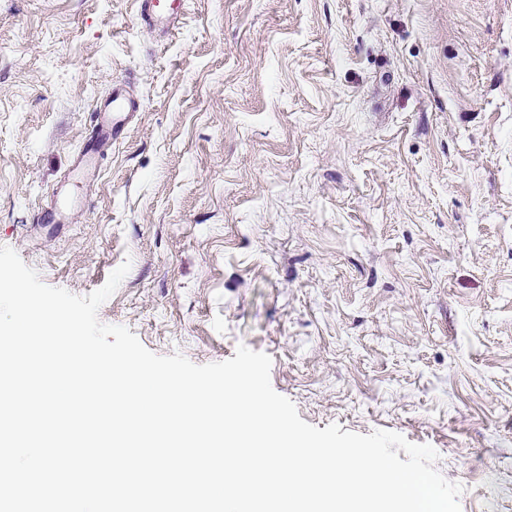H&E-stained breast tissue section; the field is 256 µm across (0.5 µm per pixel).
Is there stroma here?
<instances>
[{
	"mask_svg": "<svg viewBox=\"0 0 512 512\" xmlns=\"http://www.w3.org/2000/svg\"><path fill=\"white\" fill-rule=\"evenodd\" d=\"M140 104L56 224L95 109ZM0 246L148 350L268 354L305 422L512 512V0H0ZM187 2L177 0L166 4L160 0H138L139 17L144 24L154 28H157L158 24H167L175 28L181 20V9Z\"/></svg>",
	"mask_w": 512,
	"mask_h": 512,
	"instance_id": "1",
	"label": "stroma"
}]
</instances>
